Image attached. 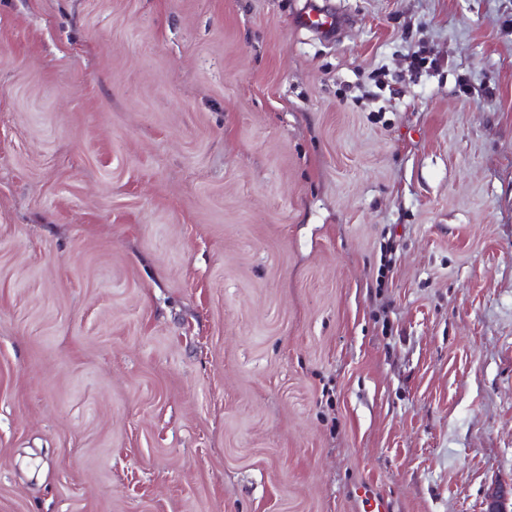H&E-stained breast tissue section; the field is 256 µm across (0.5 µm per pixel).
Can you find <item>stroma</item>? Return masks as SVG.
<instances>
[{"instance_id":"1","label":"stroma","mask_w":512,"mask_h":512,"mask_svg":"<svg viewBox=\"0 0 512 512\" xmlns=\"http://www.w3.org/2000/svg\"><path fill=\"white\" fill-rule=\"evenodd\" d=\"M0 0V512H485L512 483V0ZM299 24L303 27H314L325 35H333L339 21L330 9L314 5L300 14Z\"/></svg>"}]
</instances>
